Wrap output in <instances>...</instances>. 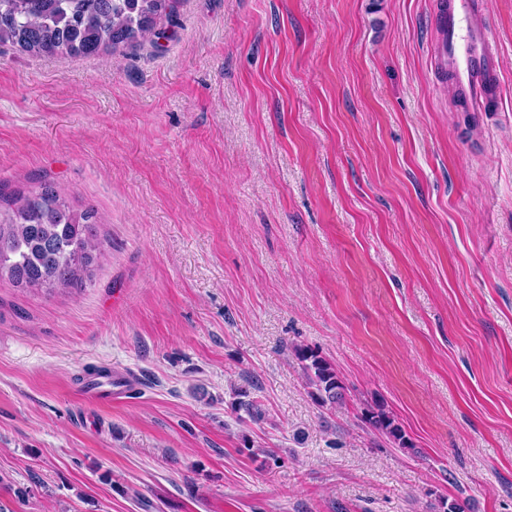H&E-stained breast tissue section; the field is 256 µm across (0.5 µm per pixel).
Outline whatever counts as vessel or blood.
<instances>
[{
	"mask_svg": "<svg viewBox=\"0 0 512 512\" xmlns=\"http://www.w3.org/2000/svg\"><path fill=\"white\" fill-rule=\"evenodd\" d=\"M438 23L445 30L441 52L456 85L470 102L479 103L495 86L498 76L496 36L490 19L480 0H450ZM126 388V383L100 376L86 394L97 402L115 401L122 398Z\"/></svg>",
	"mask_w": 512,
	"mask_h": 512,
	"instance_id": "1",
	"label": "vessel or blood"
}]
</instances>
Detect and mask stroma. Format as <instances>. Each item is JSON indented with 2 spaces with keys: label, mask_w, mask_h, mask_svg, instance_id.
Returning <instances> with one entry per match:
<instances>
[{
  "label": "stroma",
  "mask_w": 512,
  "mask_h": 512,
  "mask_svg": "<svg viewBox=\"0 0 512 512\" xmlns=\"http://www.w3.org/2000/svg\"><path fill=\"white\" fill-rule=\"evenodd\" d=\"M442 2L177 0L109 55L0 44V211L54 186L100 245L84 288L0 279V512H512V0H483L486 112ZM90 366L133 391L89 400ZM445 29L441 52L454 82L464 96L478 104L496 85V36L480 0H450L438 17ZM294 351L309 384L315 389L313 396L316 402L320 405H342L346 386L333 365L307 346H296ZM361 419L366 424L383 434L398 448L411 450L413 444L407 439L402 426L397 422L394 415L387 411L384 404L375 403L361 413Z\"/></svg>",
  "instance_id": "1"
}]
</instances>
